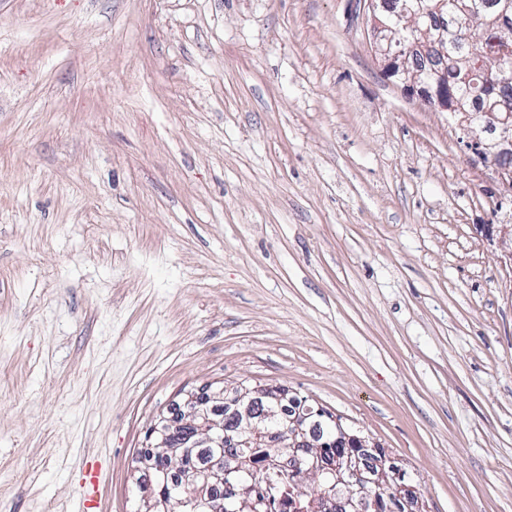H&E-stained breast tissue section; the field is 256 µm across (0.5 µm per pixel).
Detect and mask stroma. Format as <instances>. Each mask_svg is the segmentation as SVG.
<instances>
[{
	"mask_svg": "<svg viewBox=\"0 0 512 512\" xmlns=\"http://www.w3.org/2000/svg\"><path fill=\"white\" fill-rule=\"evenodd\" d=\"M471 139L363 0H0L6 512H137L207 383L322 405L427 512H512V189ZM171 418L165 414H160L156 422L146 432L145 448H169L168 437L171 434Z\"/></svg>",
	"mask_w": 512,
	"mask_h": 512,
	"instance_id": "1",
	"label": "stroma"
}]
</instances>
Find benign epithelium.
<instances>
[{"mask_svg": "<svg viewBox=\"0 0 512 512\" xmlns=\"http://www.w3.org/2000/svg\"><path fill=\"white\" fill-rule=\"evenodd\" d=\"M375 53L380 56L389 75L405 89L418 91L420 100L440 112L463 111L460 101L448 85V73L458 75L470 72L472 61L479 58L482 73L490 75L499 72L501 61L512 53V41L506 37L494 38L487 33L473 40L481 50L448 56L442 48L447 24L442 20L439 8L426 11L420 9L415 0H368ZM459 11L461 25L466 26L473 19H484L486 5L473 0H461ZM484 113L496 123L499 129L498 143L503 148L492 152L479 138H474L470 147L482 159L493 158L503 182L512 188V167L507 161L512 158V107L501 95L488 92L485 97ZM286 398L283 388H267L261 385L240 386L235 395L224 398V388L191 389L186 391L184 406L188 409L184 424L190 430L180 439L181 448H237L250 436H259L272 419L268 411L257 409L262 401L281 403ZM225 402L244 418L242 427L231 435L224 432V426L211 417L208 402ZM319 412L307 407L304 414L282 421L284 431L267 434L276 442H288L290 448H318ZM171 418L160 414L146 432V448L168 447L171 434ZM357 468L347 463L346 468H336L335 480L324 487L313 503L316 512H333L336 498L344 496L352 505L362 502L366 488L364 482L352 480ZM224 456L217 457L205 475L195 471L185 474L178 503L185 509L194 510L211 507L215 500L214 490L224 484Z\"/></svg>", "mask_w": 512, "mask_h": 512, "instance_id": "obj_1", "label": "benign epithelium"}]
</instances>
